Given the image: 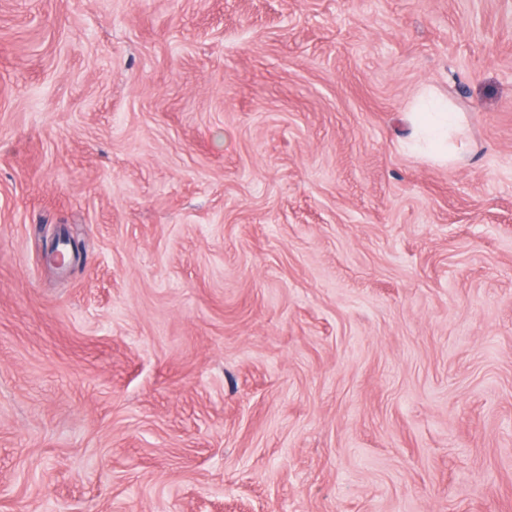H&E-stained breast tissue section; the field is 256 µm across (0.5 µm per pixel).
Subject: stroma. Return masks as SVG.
<instances>
[{"label": "stroma", "instance_id": "1", "mask_svg": "<svg viewBox=\"0 0 512 512\" xmlns=\"http://www.w3.org/2000/svg\"><path fill=\"white\" fill-rule=\"evenodd\" d=\"M0 512H512V0H0ZM439 112H410L407 121L410 138H426L433 142L447 141L448 128L458 125L462 116L458 112H448L447 107L434 106Z\"/></svg>", "mask_w": 512, "mask_h": 512}]
</instances>
